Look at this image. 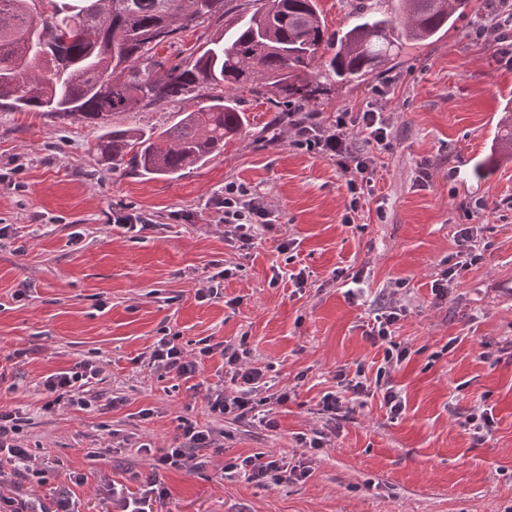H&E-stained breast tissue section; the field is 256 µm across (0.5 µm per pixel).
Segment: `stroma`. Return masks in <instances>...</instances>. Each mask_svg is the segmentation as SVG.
Instances as JSON below:
<instances>
[{
  "mask_svg": "<svg viewBox=\"0 0 512 512\" xmlns=\"http://www.w3.org/2000/svg\"><path fill=\"white\" fill-rule=\"evenodd\" d=\"M484 7L472 0L438 41L404 48L379 75L308 104L329 116L374 102L394 127L393 150L374 154L370 208L352 224L342 221L345 176L291 146L287 125L274 123L282 106L273 94L238 90L245 126L223 154L175 179L112 169L84 124L0 110V410L24 414L21 441L44 471L24 496L49 510L65 490L77 512H121L149 469L137 445L167 446L182 415L211 428L224 451L165 473L168 512H512V161L472 173L512 98V61L475 40ZM219 27L199 20L157 55L176 64ZM423 169L430 179L419 186ZM230 181L277 216L246 255L225 240L214 205ZM479 202L482 257L464 265L461 208ZM119 211L145 216L151 230L114 227ZM284 238L294 242L286 253ZM450 262L456 279L439 300L431 286ZM225 266L233 274L222 297L199 301ZM301 270L299 289L290 276ZM388 303L407 309L394 339L408 357L391 372L406 409L391 416L377 394L329 421L319 401L337 390V373L360 366L371 379L382 364L363 330ZM173 334L191 355L206 340H246L270 385L293 391L272 408L277 429L215 418L192 380L150 364ZM82 360L100 370L91 394L124 404L43 411L45 378ZM479 407L494 417L483 439L465 422ZM317 432L324 448L296 440ZM266 451L305 463L309 477L278 486L225 477L226 459ZM78 473L83 483H72Z\"/></svg>",
  "mask_w": 512,
  "mask_h": 512,
  "instance_id": "1",
  "label": "stroma"
}]
</instances>
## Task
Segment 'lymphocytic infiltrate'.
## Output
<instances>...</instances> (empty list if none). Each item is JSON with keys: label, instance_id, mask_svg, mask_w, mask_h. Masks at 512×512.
Listing matches in <instances>:
<instances>
[{"label": "lymphocytic infiltrate", "instance_id": "1", "mask_svg": "<svg viewBox=\"0 0 512 512\" xmlns=\"http://www.w3.org/2000/svg\"><path fill=\"white\" fill-rule=\"evenodd\" d=\"M288 129L293 147L334 160L346 175L349 201L342 221L354 223L363 212L374 186V159L369 154L370 149L389 151L393 148V130L381 108L371 104L359 112L340 110L326 124L320 123L316 114L296 108L288 114ZM216 206L224 213L225 238L240 251L251 250L260 231L272 229L276 222L274 212L264 200L241 183H225L224 194L218 198ZM406 313L405 306L388 304L375 314L365 335L372 343L383 346L384 364L378 367L374 381H367L363 368L359 367L353 378L345 380L344 394L329 392L323 395L321 411L329 420L341 419L347 394L367 396L374 390L382 392L383 402L392 416L403 412L405 402L391 384L390 371L407 357L406 348L393 339L394 327ZM216 351L221 353L225 366H228L236 390L229 394L221 388L206 387L202 399L209 413L218 418L230 416L237 421H256L266 428H277L276 419L260 409L255 399L264 371L250 364L251 351L246 342L219 349L208 344L200 348L197 357L191 358L174 339L163 338L156 343L149 360L177 377L188 379L199 373L203 357ZM99 373V368L92 363L80 361L70 370L47 376L43 382L44 410L53 412L62 405L89 408V401L82 398L81 393ZM176 421L170 446L158 449L146 443L138 446V453L151 458L152 472L143 481L139 497L125 500L122 512H153L154 504L163 503L169 497L162 472L189 469L197 451L214 447L211 430L201 428L197 422L182 415L177 416ZM23 423L22 414L0 411V465L9 464L14 484L18 487L42 474L21 444ZM224 473L264 485H278L305 479L309 470L305 465L291 467L275 456L259 452L227 461Z\"/></svg>", "mask_w": 512, "mask_h": 512}]
</instances>
